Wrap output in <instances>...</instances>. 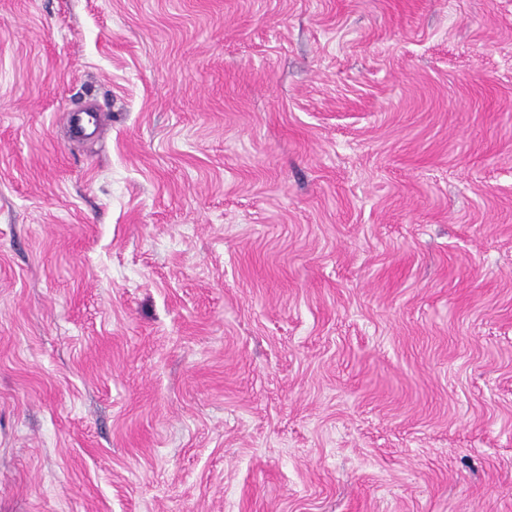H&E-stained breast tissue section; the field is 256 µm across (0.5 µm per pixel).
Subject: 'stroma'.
I'll return each instance as SVG.
<instances>
[{
    "instance_id": "1",
    "label": "stroma",
    "mask_w": 512,
    "mask_h": 512,
    "mask_svg": "<svg viewBox=\"0 0 512 512\" xmlns=\"http://www.w3.org/2000/svg\"><path fill=\"white\" fill-rule=\"evenodd\" d=\"M0 512H512V0H0Z\"/></svg>"
}]
</instances>
